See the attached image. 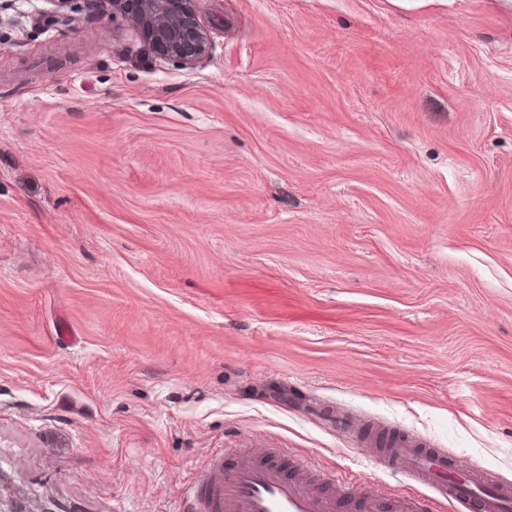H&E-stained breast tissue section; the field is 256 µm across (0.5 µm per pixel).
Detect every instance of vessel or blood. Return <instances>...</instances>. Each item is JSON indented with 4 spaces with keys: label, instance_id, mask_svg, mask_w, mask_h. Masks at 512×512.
Instances as JSON below:
<instances>
[{
    "label": "vessel or blood",
    "instance_id": "b4317fda",
    "mask_svg": "<svg viewBox=\"0 0 512 512\" xmlns=\"http://www.w3.org/2000/svg\"><path fill=\"white\" fill-rule=\"evenodd\" d=\"M376 465L395 466L445 502L465 512H512V486L482 466L449 459L438 448L415 438L373 430ZM278 448H228L212 456L200 479L182 495L177 512H425L413 496L387 499L376 493L339 495L314 487L313 456L287 469Z\"/></svg>",
    "mask_w": 512,
    "mask_h": 512
}]
</instances>
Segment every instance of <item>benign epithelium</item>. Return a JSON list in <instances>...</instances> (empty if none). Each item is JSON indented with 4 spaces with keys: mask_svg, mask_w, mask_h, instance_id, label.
I'll return each mask as SVG.
<instances>
[{
    "mask_svg": "<svg viewBox=\"0 0 512 512\" xmlns=\"http://www.w3.org/2000/svg\"><path fill=\"white\" fill-rule=\"evenodd\" d=\"M48 12L38 17L47 25L72 21V0H47ZM87 16L108 11L121 16L135 29L149 32L152 44L167 58L196 65L209 53L210 38L198 20L195 0H84Z\"/></svg>",
    "mask_w": 512,
    "mask_h": 512,
    "instance_id": "1",
    "label": "benign epithelium"
}]
</instances>
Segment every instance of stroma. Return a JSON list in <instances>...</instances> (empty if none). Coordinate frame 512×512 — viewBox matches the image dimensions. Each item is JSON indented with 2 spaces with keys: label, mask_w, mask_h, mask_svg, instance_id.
Here are the masks:
<instances>
[{
  "label": "stroma",
  "mask_w": 512,
  "mask_h": 512,
  "mask_svg": "<svg viewBox=\"0 0 512 512\" xmlns=\"http://www.w3.org/2000/svg\"><path fill=\"white\" fill-rule=\"evenodd\" d=\"M47 8H0V512H175L260 438L418 492L339 417L512 482V0H197L194 66ZM72 1L74 0H47L51 5V9L40 15L38 21L47 25L73 21L75 18H72L71 15L67 13V11L74 12V10L70 8Z\"/></svg>",
  "instance_id": "stroma-1"
}]
</instances>
